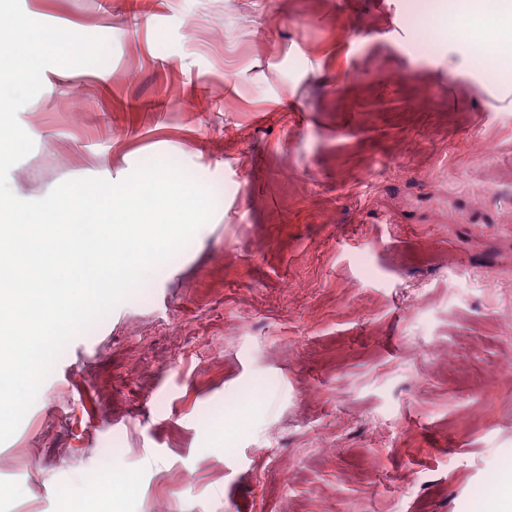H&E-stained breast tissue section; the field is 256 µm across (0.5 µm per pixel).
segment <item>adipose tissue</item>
Masks as SVG:
<instances>
[{"label":"adipose tissue","instance_id":"adipose-tissue-1","mask_svg":"<svg viewBox=\"0 0 512 512\" xmlns=\"http://www.w3.org/2000/svg\"><path fill=\"white\" fill-rule=\"evenodd\" d=\"M440 30L487 68L503 65L512 46V0H455L440 15Z\"/></svg>","mask_w":512,"mask_h":512}]
</instances>
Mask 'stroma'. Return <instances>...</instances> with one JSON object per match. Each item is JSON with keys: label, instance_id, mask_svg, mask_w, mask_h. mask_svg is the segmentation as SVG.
I'll return each instance as SVG.
<instances>
[{"label": "stroma", "instance_id": "35a3bbf8", "mask_svg": "<svg viewBox=\"0 0 512 512\" xmlns=\"http://www.w3.org/2000/svg\"><path fill=\"white\" fill-rule=\"evenodd\" d=\"M420 1L21 0L110 56L44 69L12 192L156 157L218 203L58 357L0 443V512H67L112 471L118 512H466L496 484L512 382L454 377L512 364V73ZM250 405H252L251 401L246 398L240 401L238 404L226 408L224 410V417L222 415L218 420L210 423L207 427V430L216 438H219L224 442V418L237 415L241 419H245L250 411Z\"/></svg>", "mask_w": 512, "mask_h": 512}]
</instances>
